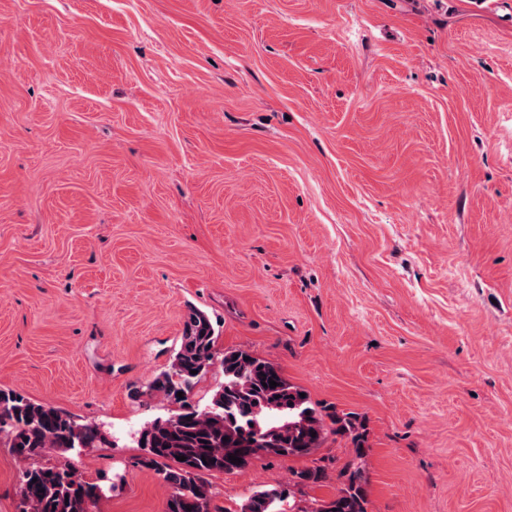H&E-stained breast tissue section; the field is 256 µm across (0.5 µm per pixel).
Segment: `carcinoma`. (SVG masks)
Here are the masks:
<instances>
[{
  "instance_id": "carcinoma-1",
  "label": "carcinoma",
  "mask_w": 512,
  "mask_h": 512,
  "mask_svg": "<svg viewBox=\"0 0 512 512\" xmlns=\"http://www.w3.org/2000/svg\"><path fill=\"white\" fill-rule=\"evenodd\" d=\"M217 341L211 317L188 308L170 367L130 393L137 401L159 398L170 406L167 417L154 419L140 432L144 454L139 465L153 471L168 491L166 512H219L212 505L209 476L241 472L262 456L309 457L330 434L347 440L352 453L338 471L340 487L334 496L315 499L309 507L286 506L296 492L326 479V466L314 459L311 466L292 471L288 485L254 491L237 512H367L369 433L361 416L300 396L304 389L290 383L277 364L243 348L221 352ZM216 366L224 381L202 407L191 393ZM271 379L278 386H266ZM107 443L97 425L81 424L61 408L0 388V447L25 463L19 512H90L100 499L97 491L114 488L112 479L89 482L72 464L44 458L55 450ZM231 455L241 462L231 463Z\"/></svg>"
}]
</instances>
